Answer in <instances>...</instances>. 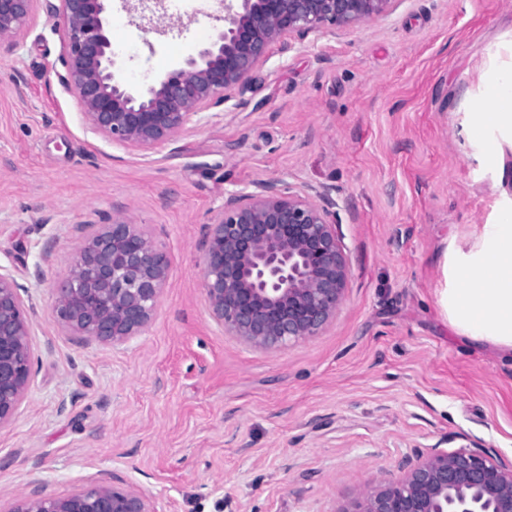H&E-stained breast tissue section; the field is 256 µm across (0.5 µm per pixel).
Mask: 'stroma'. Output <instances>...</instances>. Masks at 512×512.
<instances>
[{"label":"stroma","instance_id":"stroma-1","mask_svg":"<svg viewBox=\"0 0 512 512\" xmlns=\"http://www.w3.org/2000/svg\"><path fill=\"white\" fill-rule=\"evenodd\" d=\"M59 0L0 49V267L39 356L0 428V512L28 483L67 496L135 487L156 512H339L416 451L479 444L512 462V361L464 342L436 290L446 240L512 202L462 134L490 72L512 66V0H396L377 20L294 36L250 89L150 148L94 133L66 90ZM117 76L140 89L207 46L222 0H108ZM267 181L328 189L349 277L318 335L275 351L225 335L203 288L224 196ZM170 267L150 326L81 342L52 314L84 240L113 212Z\"/></svg>","mask_w":512,"mask_h":512}]
</instances>
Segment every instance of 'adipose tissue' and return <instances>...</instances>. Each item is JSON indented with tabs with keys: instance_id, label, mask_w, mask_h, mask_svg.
I'll return each instance as SVG.
<instances>
[{
	"instance_id": "adipose-tissue-1",
	"label": "adipose tissue",
	"mask_w": 512,
	"mask_h": 512,
	"mask_svg": "<svg viewBox=\"0 0 512 512\" xmlns=\"http://www.w3.org/2000/svg\"><path fill=\"white\" fill-rule=\"evenodd\" d=\"M486 98L487 107L474 113L465 133L499 163L504 185L512 181V170L503 165L500 144L488 142L487 134L497 130L512 136V67L490 79ZM442 274L438 303L454 331L512 360V205L464 244L446 249Z\"/></svg>"
}]
</instances>
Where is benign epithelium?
I'll return each instance as SVG.
<instances>
[{"label":"benign epithelium","instance_id":"7a95c632","mask_svg":"<svg viewBox=\"0 0 512 512\" xmlns=\"http://www.w3.org/2000/svg\"><path fill=\"white\" fill-rule=\"evenodd\" d=\"M38 0H0V40L33 16ZM62 81L91 129L114 143L151 147L182 133L233 91L251 87L272 45L388 13L397 0H224V28L182 65L132 91L116 76L106 0H60ZM336 203L266 182L236 191L207 225L203 282L212 319L252 347L279 350L317 335L336 316L348 261L336 237ZM170 259L117 214L76 253L52 312L72 335L123 345L150 324ZM35 351L20 287L0 267V427L15 418L34 378ZM32 488L13 512H155L134 488L106 484L59 497ZM339 512H512V463L480 446L433 449L382 470Z\"/></svg>","mask_w":512,"mask_h":512}]
</instances>
